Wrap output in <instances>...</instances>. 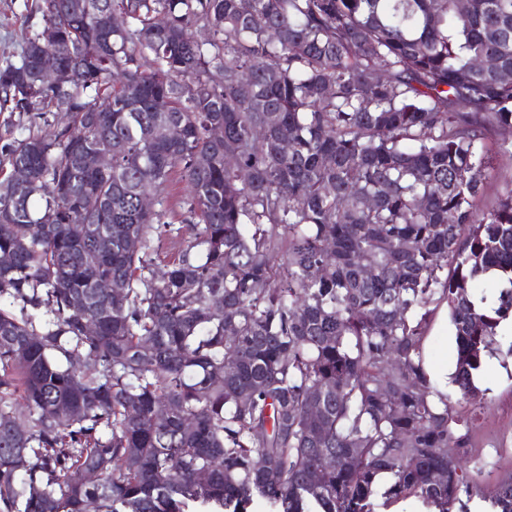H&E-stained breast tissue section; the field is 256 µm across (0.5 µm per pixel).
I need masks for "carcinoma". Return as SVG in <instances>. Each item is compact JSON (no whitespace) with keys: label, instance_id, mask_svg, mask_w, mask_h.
Segmentation results:
<instances>
[{"label":"carcinoma","instance_id":"carcinoma-1","mask_svg":"<svg viewBox=\"0 0 512 512\" xmlns=\"http://www.w3.org/2000/svg\"><path fill=\"white\" fill-rule=\"evenodd\" d=\"M31 10L40 26L0 67L20 126L0 145V512H373L381 473L388 500L512 512V478L484 492L459 465L467 435L421 365L446 301L452 382L475 397L512 320V188L474 211L487 135L512 127V0ZM45 54L55 85L34 79ZM47 113L52 136L23 125ZM88 143L112 148L110 170L82 168ZM174 173L196 222L164 263L182 228L140 197ZM486 276L491 304L470 288Z\"/></svg>","mask_w":512,"mask_h":512}]
</instances>
